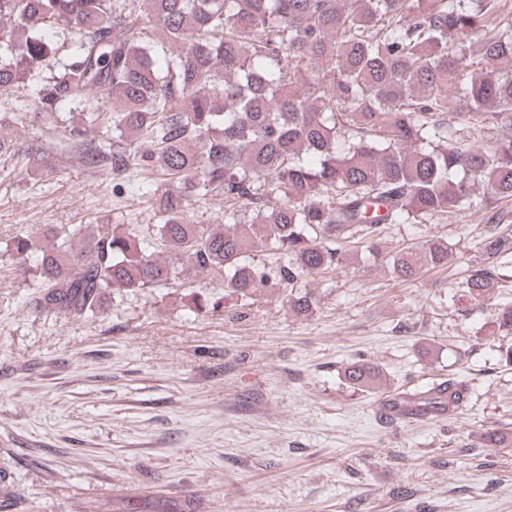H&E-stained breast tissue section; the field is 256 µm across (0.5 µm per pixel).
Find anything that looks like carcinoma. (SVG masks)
I'll list each match as a JSON object with an SVG mask.
<instances>
[{"label":"carcinoma","mask_w":512,"mask_h":512,"mask_svg":"<svg viewBox=\"0 0 512 512\" xmlns=\"http://www.w3.org/2000/svg\"><path fill=\"white\" fill-rule=\"evenodd\" d=\"M479 34L475 58L461 36ZM51 57L38 104L0 112V125L51 129L89 167L117 179L156 171L162 184L147 190L157 224L7 240L0 259L39 282L28 301L38 315L93 316L111 291L166 288L187 265L221 277L242 309L286 288L305 316L314 298L299 280L336 269L356 235L368 234L361 249L374 263L412 280L450 263L448 240L387 252L383 225L512 200L509 0H0V92L29 87ZM7 154L55 170L34 139L0 135ZM209 193L224 198L222 224L194 216ZM511 224L504 210L487 218L481 261L452 304L486 301L507 278ZM493 324L512 333V306ZM344 379L383 385L362 360ZM468 398L451 377L395 401L418 420L452 416ZM482 447L512 450V435L489 429Z\"/></svg>","instance_id":"carcinoma-1"}]
</instances>
